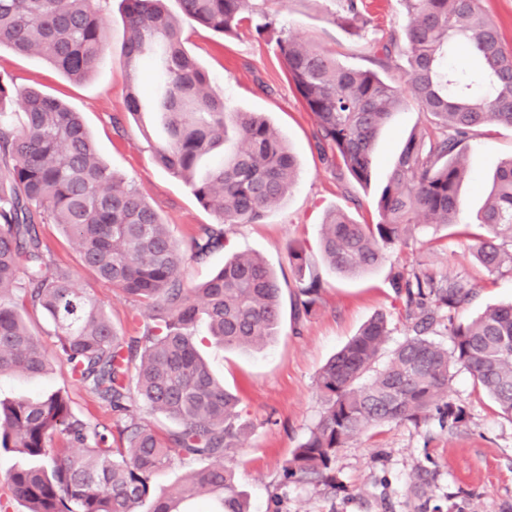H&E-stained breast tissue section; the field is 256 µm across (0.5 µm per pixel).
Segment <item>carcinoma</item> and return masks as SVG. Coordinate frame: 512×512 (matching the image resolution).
<instances>
[{
    "mask_svg": "<svg viewBox=\"0 0 512 512\" xmlns=\"http://www.w3.org/2000/svg\"><path fill=\"white\" fill-rule=\"evenodd\" d=\"M178 2L183 16L217 33L274 31L267 0ZM403 2L405 26L373 47L383 70L404 54L401 85L344 65L308 40H276L288 79L315 118L318 147L358 185H369L377 135L405 97L443 130L406 140L377 199V223L358 224L341 208L327 215L323 258L346 275L384 262L386 249L407 244L413 224L456 223L465 140L477 129L512 128V48L484 0ZM121 15L126 110L134 118L150 112L162 125L166 137L156 143L143 130L154 159L191 186L215 223L198 225L181 245L139 190L100 159L80 113L0 75V102L9 97L17 106L0 111V375L57 367L118 416L113 428L91 426L71 413L60 389L0 400V449L34 462L11 470L7 484L25 512H140L147 501L149 512H187L182 504L195 500L213 504L210 512H249L233 468L224 465L247 425L238 398L199 356L195 327L205 319L209 335L226 347L263 346L281 323L282 288L253 255L232 256L194 287L180 271L185 257L201 261L226 247L227 226L262 222L294 184L297 159L264 116L227 111L166 0H121ZM361 17L358 0H342L334 23L351 27ZM2 47L39 55L75 82L95 72L107 52L95 0H0ZM459 56L468 58L467 69L450 63ZM146 64L156 75L148 102L139 92ZM231 135L242 147L227 151ZM477 221L492 233L476 237L478 263L490 274L512 272V159L496 171ZM47 223L62 228L100 281L138 303L136 335L119 334L104 308L53 262L38 231ZM286 259L296 283L291 304L296 318L306 319L319 308L322 281L303 247L288 245ZM391 284L408 322L404 339L381 360L390 330L377 313L320 368L322 411L285 462L282 485L343 489L336 455L372 428L434 417L442 429L459 427L468 413L449 396L456 367L512 421V303L463 323L459 311L478 296L467 278L419 264L392 273ZM28 310L51 322L54 358L28 328ZM436 326L448 344L430 337ZM140 412L177 430L141 423ZM57 435L64 445L53 446ZM176 459L202 466L154 495L152 476Z\"/></svg>",
    "mask_w": 512,
    "mask_h": 512,
    "instance_id": "1",
    "label": "carcinoma"
}]
</instances>
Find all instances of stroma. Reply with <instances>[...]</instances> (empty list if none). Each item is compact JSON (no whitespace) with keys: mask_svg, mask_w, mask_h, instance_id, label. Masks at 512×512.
Here are the masks:
<instances>
[{"mask_svg":"<svg viewBox=\"0 0 512 512\" xmlns=\"http://www.w3.org/2000/svg\"><path fill=\"white\" fill-rule=\"evenodd\" d=\"M98 2L106 19L110 52L88 79L70 81L45 59L6 47L0 49V74L8 75L19 88L42 90L81 112L102 160L116 176L139 189L177 240H185L197 225L212 223L213 217L188 184L156 163L138 124L127 114L130 88L119 63L126 39L120 0ZM363 3L365 23L355 28L334 24L339 0H270L268 9L277 30L300 34L342 63L367 68L372 46L405 25L406 10L402 0ZM183 32L188 49L212 88L223 94L228 110L262 113L298 163L295 185L262 223L232 225L226 248L201 263L186 260L187 285L207 280L225 258L251 253L275 271L284 294H291L295 280L286 260L291 243L305 248L324 284L316 313L298 325L292 310H285L279 336L264 347L229 349L209 336L205 324H198L195 331L201 356L212 373L223 379L225 388L238 396V410L247 424L236 454V472L250 512H273L271 497L278 492L284 496L282 512H417L418 501L409 485L415 472L430 461L435 464L426 488L431 504L451 501L458 512H501L503 506L512 505V422L500 417L462 370L454 373L451 397L467 407L470 417L457 430H442L435 422L419 427L383 426L349 440L337 455L335 470L343 491L331 495L309 484L280 486L286 459L305 440L322 408L316 386L319 368L374 314H385L389 322L391 335L385 350L403 340L402 303L390 280L394 268L422 260L436 273L468 276L479 297L460 311L463 321L486 307L512 302V273L487 274L474 257L471 239L479 230L476 216L494 172L512 159V129L499 128L469 139L456 224L412 225L406 245L388 249L381 265L358 276L344 275L323 259L321 225L337 207L347 209L358 223H377L376 201L406 139L425 127L423 113L410 101L395 112L378 137L372 182L360 187L322 160L314 139V119L284 73L275 36L260 38L244 28L225 37L188 19ZM39 232L55 262L106 308L119 333L132 334L135 303L95 280L58 225H40ZM55 389L68 392L77 418L92 425L112 423L109 405L63 371L39 378L0 377V399L33 397Z\"/></svg>","mask_w":512,"mask_h":512,"instance_id":"stroma-1","label":"stroma"}]
</instances>
